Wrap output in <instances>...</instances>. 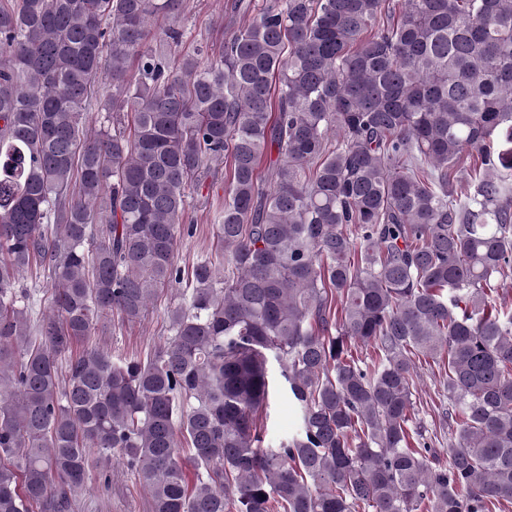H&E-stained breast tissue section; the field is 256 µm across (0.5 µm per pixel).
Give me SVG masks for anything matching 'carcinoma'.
<instances>
[{"label": "carcinoma", "instance_id": "1", "mask_svg": "<svg viewBox=\"0 0 512 512\" xmlns=\"http://www.w3.org/2000/svg\"><path fill=\"white\" fill-rule=\"evenodd\" d=\"M181 3L0 0V512H71L94 450L153 512L511 506L512 0H231L191 55L149 29ZM221 165L222 251L187 279ZM185 280L146 358L89 343ZM416 356L444 369V461ZM274 363L299 424L266 446ZM219 176L220 179L210 189L211 203L214 202L213 208L212 206L204 208L201 205L202 201H199V199L191 201L187 222L197 224L198 230L194 237L180 239L176 251L177 263L182 268H185L186 271L198 258L210 256L211 253L212 255L217 253V238L213 234L214 230L211 219L212 210L224 200V168L219 172ZM415 366L417 371L416 411L427 429L425 438L432 450V455L440 460H445L448 456V442L452 437L453 427L449 429L446 426L442 430L439 426L437 411L434 409V405L437 407L440 405L438 391L441 393V371L438 365L431 360L428 361L421 357L420 359L416 358Z\"/></svg>", "mask_w": 512, "mask_h": 512}]
</instances>
